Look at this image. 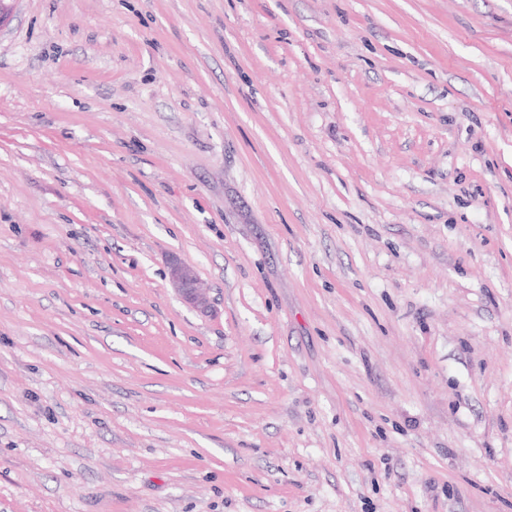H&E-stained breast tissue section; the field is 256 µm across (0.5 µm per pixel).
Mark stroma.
Masks as SVG:
<instances>
[{
    "label": "stroma",
    "instance_id": "stroma-1",
    "mask_svg": "<svg viewBox=\"0 0 512 512\" xmlns=\"http://www.w3.org/2000/svg\"><path fill=\"white\" fill-rule=\"evenodd\" d=\"M0 512H512V0H14ZM170 278L174 288L186 303L197 308L206 307V298L197 286L196 275L191 267L174 260L170 265Z\"/></svg>",
    "mask_w": 512,
    "mask_h": 512
}]
</instances>
